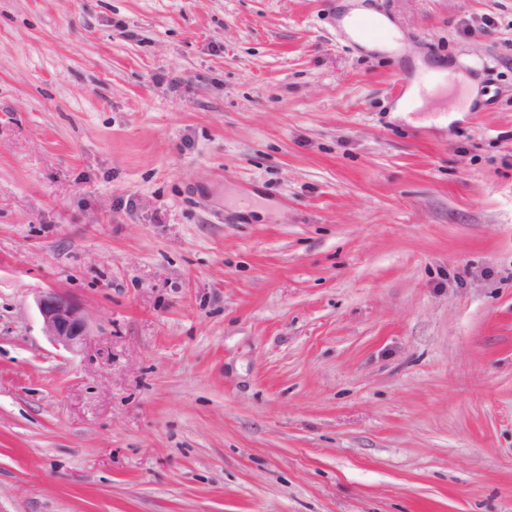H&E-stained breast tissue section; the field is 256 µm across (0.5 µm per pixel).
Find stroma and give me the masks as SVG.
<instances>
[{"instance_id": "1", "label": "stroma", "mask_w": 512, "mask_h": 512, "mask_svg": "<svg viewBox=\"0 0 512 512\" xmlns=\"http://www.w3.org/2000/svg\"><path fill=\"white\" fill-rule=\"evenodd\" d=\"M0 512H512V0H0ZM36 305L43 332L53 344L74 349L89 336L83 308L68 294L50 289L38 297Z\"/></svg>"}]
</instances>
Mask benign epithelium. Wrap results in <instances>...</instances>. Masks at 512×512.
Here are the masks:
<instances>
[{"mask_svg":"<svg viewBox=\"0 0 512 512\" xmlns=\"http://www.w3.org/2000/svg\"><path fill=\"white\" fill-rule=\"evenodd\" d=\"M36 305L43 332L53 344L74 349L89 336L83 308L68 294L50 289L38 297Z\"/></svg>","mask_w":512,"mask_h":512,"instance_id":"7a95c632","label":"benign epithelium"}]
</instances>
